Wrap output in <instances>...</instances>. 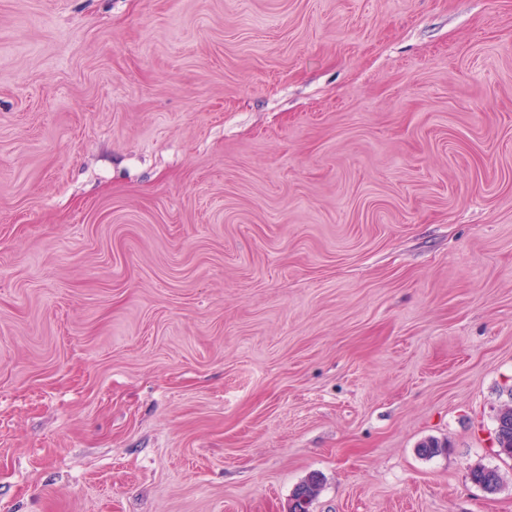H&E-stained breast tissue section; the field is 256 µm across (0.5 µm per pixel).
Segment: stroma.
Masks as SVG:
<instances>
[{"label":"stroma","mask_w":512,"mask_h":512,"mask_svg":"<svg viewBox=\"0 0 512 512\" xmlns=\"http://www.w3.org/2000/svg\"><path fill=\"white\" fill-rule=\"evenodd\" d=\"M507 405L512 0H0V512H512ZM499 432V433H498ZM498 434V452L512 459V407L502 409L496 416V431ZM500 448H506L505 452Z\"/></svg>","instance_id":"obj_1"}]
</instances>
